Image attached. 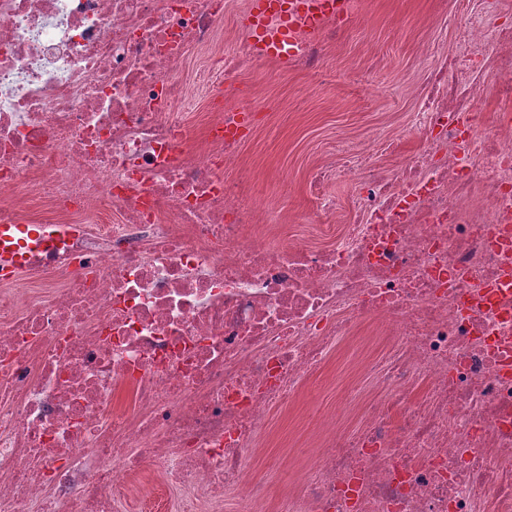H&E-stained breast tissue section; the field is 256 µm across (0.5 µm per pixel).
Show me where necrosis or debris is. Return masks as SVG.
<instances>
[{
    "label": "necrosis or debris",
    "mask_w": 512,
    "mask_h": 512,
    "mask_svg": "<svg viewBox=\"0 0 512 512\" xmlns=\"http://www.w3.org/2000/svg\"><path fill=\"white\" fill-rule=\"evenodd\" d=\"M464 15L433 74L420 143L395 177L351 162L355 219L335 244L269 246L253 185L224 178L240 110L189 146L186 114L254 62L247 25L194 87L224 0H0V224L31 190L59 219L116 221L32 249L0 284V512H260L251 470L272 409L296 402L369 323L375 394L326 432L291 512H512V27ZM483 78L499 105L470 123ZM310 183L323 209V187Z\"/></svg>",
    "instance_id": "4bbe7bcc"
}]
</instances>
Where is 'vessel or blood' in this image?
Instances as JSON below:
<instances>
[{
  "mask_svg": "<svg viewBox=\"0 0 512 512\" xmlns=\"http://www.w3.org/2000/svg\"><path fill=\"white\" fill-rule=\"evenodd\" d=\"M333 11L324 0H250L248 27L256 55L288 67L302 34L316 31ZM80 230L77 224H0V280L21 272L32 246H52Z\"/></svg>",
  "mask_w": 512,
  "mask_h": 512,
  "instance_id": "vessel-or-blood-1",
  "label": "vessel or blood"
}]
</instances>
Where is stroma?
I'll return each instance as SVG.
<instances>
[{
  "label": "stroma",
  "instance_id": "35a3bbf8",
  "mask_svg": "<svg viewBox=\"0 0 512 512\" xmlns=\"http://www.w3.org/2000/svg\"><path fill=\"white\" fill-rule=\"evenodd\" d=\"M481 7V0H351L319 71L255 63L225 84L219 104L200 101L190 109L188 122L199 147L215 112L251 110V131L226 176L251 177L265 201L257 234L274 246L289 238L330 243L320 226L348 224L357 185L343 178L330 184L337 208L320 217L309 194L311 172L341 166L345 152L368 145L374 163L394 173L400 153L411 150L419 136V83L430 69L447 65V53L460 36L458 16ZM359 352L358 341L343 343L312 391L272 414L270 454L288 449L304 459L323 419L348 430L358 427L357 418L344 416L342 389Z\"/></svg>",
  "mask_w": 512,
  "mask_h": 512
}]
</instances>
